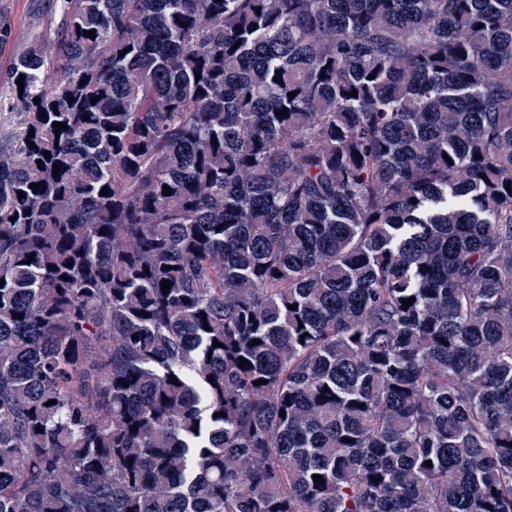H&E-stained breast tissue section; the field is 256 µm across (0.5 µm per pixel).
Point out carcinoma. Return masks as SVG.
<instances>
[{
	"instance_id": "obj_1",
	"label": "carcinoma",
	"mask_w": 512,
	"mask_h": 512,
	"mask_svg": "<svg viewBox=\"0 0 512 512\" xmlns=\"http://www.w3.org/2000/svg\"><path fill=\"white\" fill-rule=\"evenodd\" d=\"M53 5L0 512H512V0Z\"/></svg>"
}]
</instances>
